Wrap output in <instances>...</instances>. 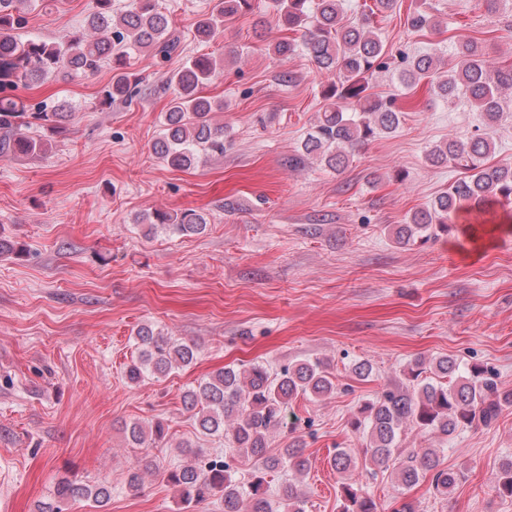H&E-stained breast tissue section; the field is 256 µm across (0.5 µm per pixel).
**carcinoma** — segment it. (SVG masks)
Listing matches in <instances>:
<instances>
[{
    "label": "carcinoma",
    "mask_w": 512,
    "mask_h": 512,
    "mask_svg": "<svg viewBox=\"0 0 512 512\" xmlns=\"http://www.w3.org/2000/svg\"><path fill=\"white\" fill-rule=\"evenodd\" d=\"M281 21L300 39L280 40L274 54L286 57L302 48L317 71L329 77L322 89L324 107L302 142L299 160H318L325 167L343 171L353 152L379 134L395 132L403 112L394 98H376L369 93L374 74L387 67L383 44L370 26L343 21L341 0H274ZM39 0H0V158L37 157L51 144L32 135L35 127L67 130L72 111L61 107L32 111L6 94L19 84L28 85L57 74L93 75L112 64V82L103 102H131L141 93L143 77L129 71V55L150 53L167 59L180 46L172 21L158 0H131L128 9L113 14L112 0H93L85 25L60 40L24 37L17 33L24 12ZM249 0H216L212 10L196 25V35L208 42L224 29V21L248 10ZM408 26L422 30L435 24L428 3L422 2L407 16ZM482 41L462 37L455 45L454 62L444 65L432 54L402 57L398 79L406 89L429 80L436 99L448 104L461 96L480 112L492 129L509 108L512 66H489ZM224 69V60L210 53L192 56L179 69L165 75L173 96L163 113L160 137L153 153L174 169L196 167L202 159L224 155V126L213 123L212 113L224 111V100L202 95V88ZM495 142L488 132L467 140L449 139L432 146L426 159L433 167L451 164L462 177L438 195L427 207L414 211L397 229V242L408 243L420 234L447 232L462 214L480 216L493 202L512 201V163H492ZM150 229L192 235L205 231L207 221L188 208L176 212L156 211L143 216ZM138 355L126 366L128 383L168 374L193 362L198 352L194 342L179 341L140 325L135 332ZM408 385L385 389L359 406L351 422L353 431L366 440V456L376 465L400 458L397 478L404 488L425 477L435 495H448L465 474L443 466L440 452L403 453L399 448L403 426L424 433L451 435L459 429L488 426L506 406L512 405V390L501 391L497 381L480 366L465 370L453 358L416 359L407 366ZM336 389L330 363L324 359L300 360L273 373L262 362L222 368L197 381L182 396L185 409L194 413L200 431L225 437L235 450L253 460L254 469L245 482L238 481L226 462L211 460L201 465V449L185 443L186 464L163 472V479L176 488L182 512H192L215 496L224 502V512H307L304 493L293 483L279 498L269 493L268 472L280 468L302 474L309 468L304 448L294 444L278 455L269 453L273 434L285 423L288 404L298 398L316 399ZM168 425L161 419L133 422L125 429L131 448H151L166 439ZM338 472L356 469L351 454L336 449L331 460ZM156 469L147 457L131 467L129 487L138 489L143 474ZM343 512H379L375 500L362 487L345 484ZM494 491L512 497V460L502 467ZM70 499H85L98 508L111 500L108 486L83 483L64 476L58 480L54 498L38 512H63Z\"/></svg>",
    "instance_id": "carcinoma-1"
}]
</instances>
